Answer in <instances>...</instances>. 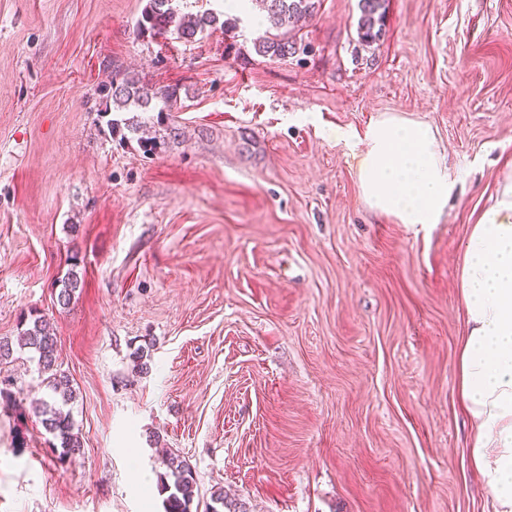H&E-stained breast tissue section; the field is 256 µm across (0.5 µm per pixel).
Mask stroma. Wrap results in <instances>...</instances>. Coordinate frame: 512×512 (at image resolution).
<instances>
[{
	"instance_id": "1",
	"label": "stroma",
	"mask_w": 512,
	"mask_h": 512,
	"mask_svg": "<svg viewBox=\"0 0 512 512\" xmlns=\"http://www.w3.org/2000/svg\"><path fill=\"white\" fill-rule=\"evenodd\" d=\"M146 3L0 0V338L48 321L83 442L54 459L31 352L0 361V512H164L169 450L203 507L488 512L456 281L512 174V0H389L368 47L358 0H322L285 61L253 53L246 11L140 35ZM116 65L185 90L152 157L100 110ZM382 115L435 129L461 179L439 223L363 201L344 139Z\"/></svg>"
}]
</instances>
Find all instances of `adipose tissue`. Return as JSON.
Instances as JSON below:
<instances>
[{
    "mask_svg": "<svg viewBox=\"0 0 512 512\" xmlns=\"http://www.w3.org/2000/svg\"><path fill=\"white\" fill-rule=\"evenodd\" d=\"M356 154L359 188L375 212L401 224H435L457 190L436 133L425 122L372 121ZM458 288L467 333L458 391L471 423L469 462L493 512H512V177L473 224Z\"/></svg>",
    "mask_w": 512,
    "mask_h": 512,
    "instance_id": "ef3b65f1",
    "label": "adipose tissue"
}]
</instances>
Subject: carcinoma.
<instances>
[{
  "mask_svg": "<svg viewBox=\"0 0 512 512\" xmlns=\"http://www.w3.org/2000/svg\"><path fill=\"white\" fill-rule=\"evenodd\" d=\"M262 10L261 25L266 27L264 35L252 41L255 55L262 58L286 60L297 57L307 45L296 34L294 23L301 18L318 13L321 0H259ZM360 16L358 37L366 44H373L385 35V16L388 0H358ZM218 22L211 14L180 16L171 7V0H148L138 21V32L152 37L175 35L190 41L203 33L206 28ZM180 100L179 87H149L139 76L119 67L113 68L108 85L104 89V109L102 112H132L128 118L109 120L111 131L126 129L136 134L145 123L135 116L137 112H156L160 115L173 111ZM57 303L66 306L80 287L81 279L73 270L60 281ZM23 329L16 341L0 339V360L9 357L13 346L31 349L37 354L38 370L43 383L49 390L48 397L41 399L34 408L45 432L53 437L52 452L64 461L81 453L83 444L70 411L64 410L75 400V389L69 375L60 369L56 362V337L49 324L39 314H29L21 322ZM167 472L162 479L164 490L169 492L166 499V512H192L196 480L187 461L176 453L165 459Z\"/></svg>",
  "mask_w": 512,
  "mask_h": 512,
  "instance_id": "1",
  "label": "carcinoma"
}]
</instances>
